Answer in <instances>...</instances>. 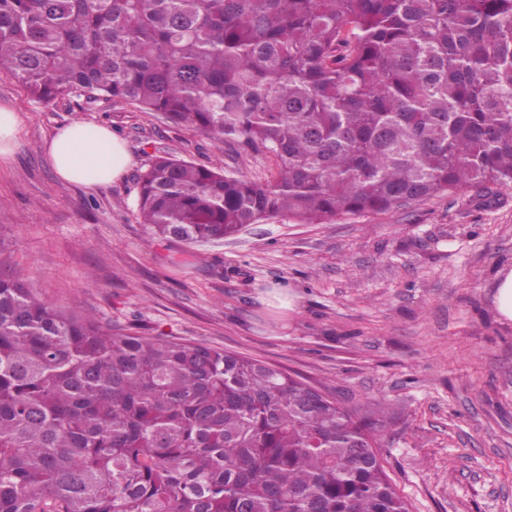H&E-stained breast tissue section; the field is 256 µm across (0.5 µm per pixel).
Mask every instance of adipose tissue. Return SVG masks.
<instances>
[{
  "label": "adipose tissue",
  "mask_w": 512,
  "mask_h": 512,
  "mask_svg": "<svg viewBox=\"0 0 512 512\" xmlns=\"http://www.w3.org/2000/svg\"><path fill=\"white\" fill-rule=\"evenodd\" d=\"M47 151L63 182L92 188L119 179L132 162L123 142L111 131L84 121L59 129Z\"/></svg>",
  "instance_id": "adipose-tissue-1"
}]
</instances>
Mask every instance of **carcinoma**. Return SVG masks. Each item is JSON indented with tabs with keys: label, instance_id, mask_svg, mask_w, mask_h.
<instances>
[{
	"label": "carcinoma",
	"instance_id": "cac0c4a2",
	"mask_svg": "<svg viewBox=\"0 0 512 512\" xmlns=\"http://www.w3.org/2000/svg\"><path fill=\"white\" fill-rule=\"evenodd\" d=\"M0 71L274 160L262 180L152 158L138 215L161 240L512 189V0H0ZM385 424L45 302L0 246V512H409L354 447Z\"/></svg>",
	"mask_w": 512,
	"mask_h": 512
}]
</instances>
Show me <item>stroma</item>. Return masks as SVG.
Instances as JSON below:
<instances>
[{
	"label": "stroma",
	"mask_w": 512,
	"mask_h": 512,
	"mask_svg": "<svg viewBox=\"0 0 512 512\" xmlns=\"http://www.w3.org/2000/svg\"><path fill=\"white\" fill-rule=\"evenodd\" d=\"M0 108L22 120L0 162V245L35 296L122 333L265 361L353 410L386 402L379 454L410 512H512V323L494 305L495 277L512 268V189L327 224L278 218L217 244L161 242L137 216L151 154L259 178L273 159L130 103H43L6 72ZM75 121L123 139L132 163L111 185L56 175L46 144ZM280 294L289 308L272 306Z\"/></svg>",
	"instance_id": "35a3bbf8"
}]
</instances>
